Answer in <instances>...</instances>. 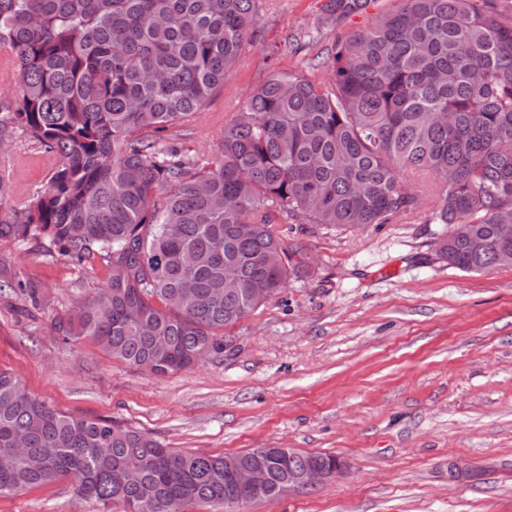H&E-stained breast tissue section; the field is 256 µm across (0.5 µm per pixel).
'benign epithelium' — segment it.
I'll use <instances>...</instances> for the list:
<instances>
[{
  "label": "benign epithelium",
  "instance_id": "7a95c632",
  "mask_svg": "<svg viewBox=\"0 0 512 512\" xmlns=\"http://www.w3.org/2000/svg\"><path fill=\"white\" fill-rule=\"evenodd\" d=\"M299 451L294 448H269L265 458H256L247 464L230 462L226 470L228 479L236 486L240 495L224 501V508L229 512L245 503L255 500H272L292 490L314 488L339 475L346 469V463L337 458L330 464H312L306 467H294L291 461ZM276 465L282 469V480L275 490L269 494L270 467Z\"/></svg>",
  "mask_w": 512,
  "mask_h": 512
}]
</instances>
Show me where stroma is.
<instances>
[{
  "label": "stroma",
  "instance_id": "obj_1",
  "mask_svg": "<svg viewBox=\"0 0 512 512\" xmlns=\"http://www.w3.org/2000/svg\"><path fill=\"white\" fill-rule=\"evenodd\" d=\"M325 0H259L237 69L194 122L173 129L207 157L226 120L274 70L320 60L337 39L400 0L326 17ZM317 39L294 49L304 31ZM421 206L356 229L277 224L297 268L281 293L225 329L222 353L158 375L112 359L89 338L53 330L103 288L110 270L45 247L0 246V279H21L38 304L0 290V370L57 411L151 433L165 447L234 454L294 448L335 455L347 471L241 512H512V267L468 273L436 253L434 181L410 179ZM458 459L470 470L449 480ZM0 512H103L67 482L1 496Z\"/></svg>",
  "mask_w": 512,
  "mask_h": 512
}]
</instances>
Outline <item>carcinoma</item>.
Masks as SVG:
<instances>
[{
    "mask_svg": "<svg viewBox=\"0 0 512 512\" xmlns=\"http://www.w3.org/2000/svg\"><path fill=\"white\" fill-rule=\"evenodd\" d=\"M256 17V0H0V51L20 88L0 132L21 130L53 162L48 186L0 218V244L43 241L110 269L55 324L63 339L159 374L187 369L258 309L249 289L284 287L276 216L389 224L420 207L404 182L420 173L436 179L433 223L466 228L443 232L440 258L466 272L512 265V17L496 0H404L336 43L329 80L269 73L206 163L164 146L224 89ZM16 436L25 449L0 471V496L66 481L106 508L182 512L232 493L224 457L60 413L0 371V454Z\"/></svg>",
    "mask_w": 512,
    "mask_h": 512,
    "instance_id": "carcinoma-1",
    "label": "carcinoma"
}]
</instances>
